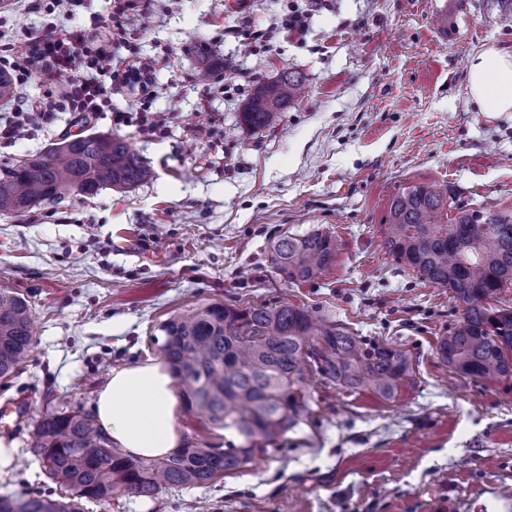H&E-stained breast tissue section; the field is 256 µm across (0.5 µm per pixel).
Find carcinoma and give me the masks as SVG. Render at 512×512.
<instances>
[{
	"label": "carcinoma",
	"mask_w": 512,
	"mask_h": 512,
	"mask_svg": "<svg viewBox=\"0 0 512 512\" xmlns=\"http://www.w3.org/2000/svg\"><path fill=\"white\" fill-rule=\"evenodd\" d=\"M304 76L288 70L259 86L242 112L264 129L294 103ZM152 171L124 136L91 133L65 139L0 172V211L22 215L69 195L147 182ZM385 245L398 262L446 288L462 308L437 355L473 382L512 377V307L497 305L512 288V211L451 205L446 190L418 184L391 201ZM336 240L327 232L278 238L272 263L290 282L316 280L334 265ZM162 351L182 385L186 408L238 438L224 446H187L177 454L139 459L113 447L90 415L46 410L31 448L59 487L53 495L0 496V512H84L133 494L155 499L175 487H204L244 469L315 413L313 378L356 395L390 401L414 382L410 350L356 334L288 302L188 309L158 326ZM34 343L31 301L0 286V378L12 376Z\"/></svg>",
	"instance_id": "carcinoma-1"
}]
</instances>
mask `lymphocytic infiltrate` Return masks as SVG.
Masks as SVG:
<instances>
[{
	"instance_id": "f902f5d3",
	"label": "lymphocytic infiltrate",
	"mask_w": 512,
	"mask_h": 512,
	"mask_svg": "<svg viewBox=\"0 0 512 512\" xmlns=\"http://www.w3.org/2000/svg\"><path fill=\"white\" fill-rule=\"evenodd\" d=\"M79 0H47L45 34L33 38L11 69L17 82L27 81L34 70L51 76L63 75L67 83L51 110L96 116L111 108L106 80L112 75V53L106 43L127 36L140 11V0H127L111 19L98 20L95 27L75 25L73 16Z\"/></svg>"
}]
</instances>
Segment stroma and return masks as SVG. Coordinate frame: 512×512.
Segmentation results:
<instances>
[{"label": "stroma", "mask_w": 512, "mask_h": 512, "mask_svg": "<svg viewBox=\"0 0 512 512\" xmlns=\"http://www.w3.org/2000/svg\"><path fill=\"white\" fill-rule=\"evenodd\" d=\"M305 5L157 0L112 44L116 70L152 68L151 98L116 80L111 113L85 124L60 112L0 143L4 170L66 136L119 134L153 171L133 188L0 212V284L30 298L35 325L29 358L0 379V406L16 408L0 439L18 450L0 494L55 490L31 451L47 397L93 413L113 369L160 355L152 337L170 316L282 300L403 344L414 384L391 403L316 384L313 421L244 470L93 512H512V378L471 382L440 361L438 341L462 312L385 247L391 200L411 184L512 210V112L478 111L466 88L474 50L512 46V0H327L303 33L281 30ZM245 15L271 31L259 47L224 36ZM204 45L231 61L235 82L199 80ZM286 70L306 78L304 97L267 129L244 126L253 92ZM143 110L163 115L164 129L143 130ZM314 230L335 237V265L284 280L273 241Z\"/></svg>", "instance_id": "obj_1"}]
</instances>
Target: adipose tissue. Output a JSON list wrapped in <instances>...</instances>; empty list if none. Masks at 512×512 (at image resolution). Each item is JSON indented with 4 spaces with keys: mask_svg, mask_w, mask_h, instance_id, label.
I'll return each mask as SVG.
<instances>
[{
    "mask_svg": "<svg viewBox=\"0 0 512 512\" xmlns=\"http://www.w3.org/2000/svg\"><path fill=\"white\" fill-rule=\"evenodd\" d=\"M466 86L482 112H512V49L490 44L469 56ZM180 396L166 361L150 356L113 370L94 412L112 443L133 457L154 459L179 452Z\"/></svg>",
    "mask_w": 512,
    "mask_h": 512,
    "instance_id": "obj_1",
    "label": "adipose tissue"
}]
</instances>
